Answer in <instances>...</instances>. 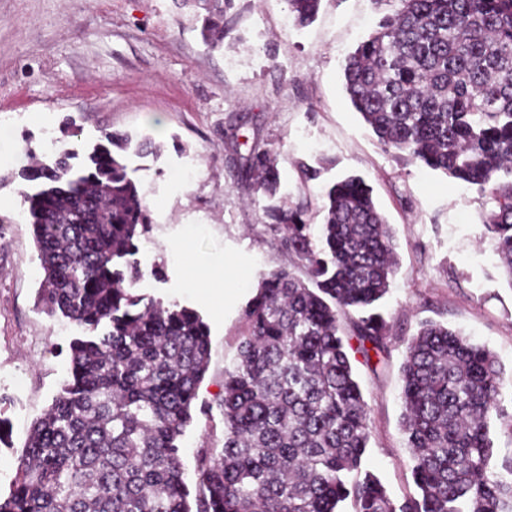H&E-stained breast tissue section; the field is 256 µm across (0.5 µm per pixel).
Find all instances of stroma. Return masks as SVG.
Instances as JSON below:
<instances>
[{
  "label": "stroma",
  "mask_w": 512,
  "mask_h": 512,
  "mask_svg": "<svg viewBox=\"0 0 512 512\" xmlns=\"http://www.w3.org/2000/svg\"><path fill=\"white\" fill-rule=\"evenodd\" d=\"M396 0H322L316 20L288 21L286 0H235L223 47L207 45L206 11L177 0H0V497L10 493L31 424L68 377V345L84 330L37 305L42 278L17 179L43 130L89 153L108 132L150 136L159 155L129 157L150 210L130 261L144 295L196 310L211 340L208 371L182 438L187 476L201 448L224 446V369L237 357L242 311L263 274L290 267L266 209L322 221L324 186L358 175L394 236L396 273L381 311L385 361L353 354L369 408L365 469L393 500L415 489L401 428L400 366L420 322L434 320L489 348L501 368L504 419L490 436L512 455V284L482 216L489 194L385 148L348 99L346 56ZM276 159L275 194L243 171L250 144ZM200 174L185 184L182 169ZM319 176L307 179L302 169Z\"/></svg>",
  "instance_id": "stroma-1"
}]
</instances>
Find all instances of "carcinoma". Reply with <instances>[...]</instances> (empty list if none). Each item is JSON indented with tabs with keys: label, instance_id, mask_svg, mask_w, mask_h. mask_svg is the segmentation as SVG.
I'll return each instance as SVG.
<instances>
[{
	"label": "carcinoma",
	"instance_id": "carcinoma-1",
	"mask_svg": "<svg viewBox=\"0 0 512 512\" xmlns=\"http://www.w3.org/2000/svg\"><path fill=\"white\" fill-rule=\"evenodd\" d=\"M208 4L203 33L224 39L234 0ZM346 59L344 87L379 142L474 185L483 224L512 281V0H398ZM321 0H287L301 26ZM28 165L24 194L42 270L38 301L87 331L69 343V378L32 425L0 512H512V457L496 465L501 416L494 354L448 326L421 323L401 366L402 426L415 493L401 501L362 470L370 426L348 348L388 353L377 311L394 275L393 235L363 179L324 194L318 242L304 212L266 211L287 267L262 276L224 369V446L202 449L195 496L178 440L210 357L193 309L144 301L127 257L147 231L128 175L131 138ZM246 173L270 195L279 170L251 149Z\"/></svg>",
	"mask_w": 512,
	"mask_h": 512
}]
</instances>
